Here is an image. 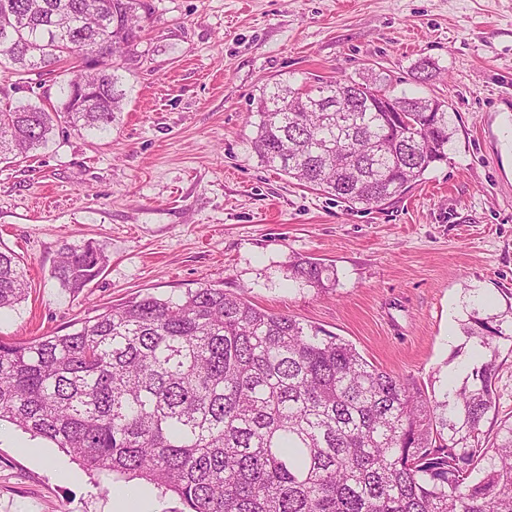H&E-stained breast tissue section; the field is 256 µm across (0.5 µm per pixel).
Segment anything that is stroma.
I'll return each mask as SVG.
<instances>
[{
    "mask_svg": "<svg viewBox=\"0 0 512 512\" xmlns=\"http://www.w3.org/2000/svg\"><path fill=\"white\" fill-rule=\"evenodd\" d=\"M146 2L111 133L69 129L29 161L0 163V245L30 278L27 299L0 312V339L208 282L321 326L422 388L446 378L467 359L465 291L496 311L512 302V0ZM373 72L394 95L455 114L448 159L422 182L366 210L260 162L252 111L264 86ZM60 82L0 69L14 103L58 104ZM88 239L107 262L73 295L51 272L63 245ZM305 257L333 266L335 287L295 282ZM497 365L491 435L512 417V342L500 341ZM120 482L0 425V512H110Z\"/></svg>",
    "mask_w": 512,
    "mask_h": 512,
    "instance_id": "1",
    "label": "stroma"
}]
</instances>
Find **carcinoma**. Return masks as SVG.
I'll return each mask as SVG.
<instances>
[{"label": "carcinoma", "instance_id": "cac0c4a2", "mask_svg": "<svg viewBox=\"0 0 512 512\" xmlns=\"http://www.w3.org/2000/svg\"><path fill=\"white\" fill-rule=\"evenodd\" d=\"M141 0H0V66L49 74L72 60L59 109L0 108V161L24 162L58 119L104 134L123 111L108 57L134 45ZM340 78L262 90L253 148L298 184L366 208L400 196L448 159V111L393 97L403 124L367 103L388 90ZM106 263L93 241L62 248L52 277L77 294ZM292 278L325 289L311 258ZM18 257L0 250V311L28 295ZM465 302L460 330L477 356L462 382L426 393L369 363L320 326L262 309L210 283L95 310L72 330L0 340V423L52 443L90 470L174 492L184 512H512V421L497 411L499 338L512 305Z\"/></svg>", "mask_w": 512, "mask_h": 512}]
</instances>
